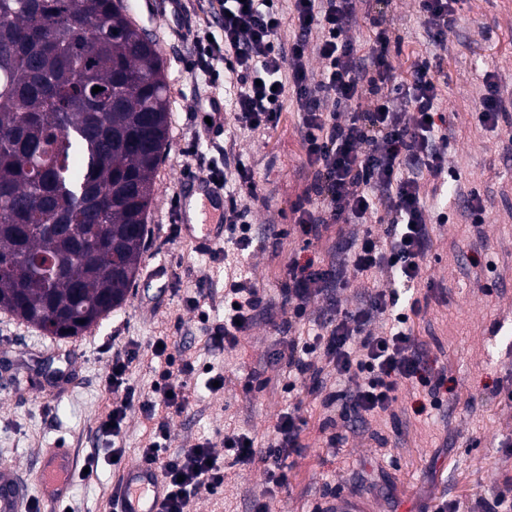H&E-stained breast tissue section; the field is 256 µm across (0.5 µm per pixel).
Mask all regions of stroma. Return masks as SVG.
I'll return each mask as SVG.
<instances>
[{
	"label": "stroma",
	"mask_w": 512,
	"mask_h": 512,
	"mask_svg": "<svg viewBox=\"0 0 512 512\" xmlns=\"http://www.w3.org/2000/svg\"><path fill=\"white\" fill-rule=\"evenodd\" d=\"M384 17L395 40L389 57L397 73L410 77L422 59L440 57L447 82L440 108L447 117V163L456 179L435 189L422 177L429 215L447 211L445 224H432L433 246L425 275L401 300L428 296L415 320V333L429 358L447 367V390L438 408L415 415L419 398L406 384L386 414L349 433L345 447L332 448L322 424L329 415L319 396L305 397L307 425L301 447L288 462V487L268 496L262 469L226 479L217 492H202L196 512H251L253 500L268 512H317L340 494L363 498L371 512H432L439 498L458 512H480L479 501L512 487V116L496 130L478 123L477 105L487 75L504 95H512V0H461L444 46H435L418 0H365L348 30L359 44L372 42L371 21ZM156 42L169 87V146L155 175V195L147 224L141 267L164 265L168 287L138 281L122 307L81 336L51 340L11 314L0 311V465L13 466L18 480L39 497L34 480L38 451L62 445L87 454L97 446V417L104 403L102 382L114 348L141 347L159 336L181 339L200 361L221 364L226 385L212 394L199 390L190 411L171 424V451L210 440L221 448L225 427L264 435L289 403L283 367L274 359L280 337L258 321L241 356L205 351L201 333L183 304L188 290L210 288L212 315H224V262L197 254L182 239H169L177 207V187L191 176L183 151L206 117L200 100L215 97L231 105L234 92L224 81L205 84L187 71L191 50L173 36L170 16L155 19ZM301 113L286 96L274 127L238 128L227 117L223 144L229 162H242L261 189L249 220L254 243L244 260L253 284L281 303L288 257L302 237L294 229L297 204L312 179L302 141ZM479 193L483 221L471 223L465 200ZM255 374L262 389L244 392ZM120 466H101L74 482L66 500L71 512H111Z\"/></svg>",
	"instance_id": "1"
}]
</instances>
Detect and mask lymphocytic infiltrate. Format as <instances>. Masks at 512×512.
Segmentation results:
<instances>
[{
    "label": "lymphocytic infiltrate",
    "mask_w": 512,
    "mask_h": 512,
    "mask_svg": "<svg viewBox=\"0 0 512 512\" xmlns=\"http://www.w3.org/2000/svg\"><path fill=\"white\" fill-rule=\"evenodd\" d=\"M358 0H293L283 14L269 0H170L174 17H195L187 27L196 49L189 64L194 77L225 70L236 85L234 117L241 127L255 130L275 125L285 94H293L302 111L307 163L315 170L310 196L298 207V229L305 245L318 239L330 224H361L363 234H351L336 268H323L315 258L293 257L288 263V286L282 304L289 318L305 316L308 305L330 285L343 288L349 277L359 278L365 290L360 306L330 303L311 328L283 341L277 361L288 369L286 392L322 393L324 407L341 406L358 418L387 413L402 386L419 385L430 405H439L447 371L430 366L410 319L423 309L420 298L400 303L398 286H414L423 279V260L432 239L421 196L420 173L441 180L446 172V138L440 136L444 116L439 112L442 78L430 61L418 63L409 79H401L388 57L390 31L378 28L368 49L356 47L345 35ZM293 26L296 36L282 45L278 33ZM219 28L220 41L210 40ZM323 63L318 83H311L306 67L308 50ZM374 95L372 109L359 107ZM199 173L219 186L238 178L246 187L245 200L224 197V249L245 251L252 245L246 222L247 203L257 200V185L246 169L236 174L216 166ZM382 217L384 236L367 225ZM393 279L378 284L379 271ZM204 288L187 295L185 307L204 327V347L238 351L266 307L265 296L245 280L229 278L224 291V318L211 322ZM384 320L380 332L371 326ZM155 362L156 380L147 393L136 392L128 379L133 363ZM345 383V391L324 392L327 379ZM223 381L220 372L207 373L196 359L173 350L167 337L149 349L131 343L112 353L103 383L106 397L97 430L106 438L111 456L125 454L121 445L126 421L139 412L151 431L140 449V462L153 466L170 488L163 512H192L200 491L224 486L228 470L256 467L266 474L267 491L276 495L288 485L287 459L300 446L305 424L299 404L281 413L265 440L243 430L224 435V452L216 454L210 440L170 452V423L191 408L197 391Z\"/></svg>",
    "instance_id": "1"
}]
</instances>
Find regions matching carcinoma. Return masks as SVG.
<instances>
[{
    "label": "carcinoma",
    "mask_w": 512,
    "mask_h": 512,
    "mask_svg": "<svg viewBox=\"0 0 512 512\" xmlns=\"http://www.w3.org/2000/svg\"><path fill=\"white\" fill-rule=\"evenodd\" d=\"M167 139L160 52L115 0H0V311L65 339L128 300Z\"/></svg>",
    "instance_id": "obj_1"
}]
</instances>
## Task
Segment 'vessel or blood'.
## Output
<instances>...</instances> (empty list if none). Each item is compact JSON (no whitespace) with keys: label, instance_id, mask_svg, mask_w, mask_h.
I'll list each match as a JSON object with an SVG mask.
<instances>
[{"label":"vessel or blood","instance_id":"vessel-or-blood-1","mask_svg":"<svg viewBox=\"0 0 512 512\" xmlns=\"http://www.w3.org/2000/svg\"><path fill=\"white\" fill-rule=\"evenodd\" d=\"M178 221L184 239L203 255L224 243V192L203 176L183 179L178 187ZM79 463L67 448H45L40 454L38 485L45 512H54L68 495L70 478ZM123 502L119 512H161L169 491L167 484L151 466L134 463L122 473ZM27 495L9 467L0 466V512H24Z\"/></svg>","mask_w":512,"mask_h":512}]
</instances>
